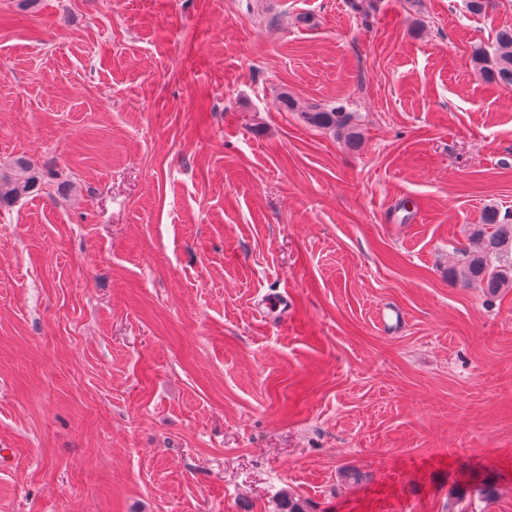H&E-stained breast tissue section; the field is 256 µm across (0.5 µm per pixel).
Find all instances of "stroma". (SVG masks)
Returning <instances> with one entry per match:
<instances>
[{
  "mask_svg": "<svg viewBox=\"0 0 512 512\" xmlns=\"http://www.w3.org/2000/svg\"><path fill=\"white\" fill-rule=\"evenodd\" d=\"M504 27L512 0H0V173L43 175L0 209V512H512V288L448 274L512 211V104L471 62ZM304 120L314 126L332 128L339 132L350 147L359 142V133L350 125V113L341 105L335 107H321L313 105L301 112ZM270 313H278L284 320L288 318V294H267L262 299L258 308V315L263 319H269Z\"/></svg>",
  "mask_w": 512,
  "mask_h": 512,
  "instance_id": "obj_1",
  "label": "stroma"
}]
</instances>
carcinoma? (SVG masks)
Masks as SVG:
<instances>
[{
	"instance_id": "1",
	"label": "carcinoma",
	"mask_w": 512,
	"mask_h": 512,
	"mask_svg": "<svg viewBox=\"0 0 512 512\" xmlns=\"http://www.w3.org/2000/svg\"><path fill=\"white\" fill-rule=\"evenodd\" d=\"M471 59L488 82L511 90L512 28L499 30L489 48L474 46ZM302 117L311 125L336 130L350 147L359 142V133L350 125V113L341 105H313L302 112ZM37 182L39 177L26 161H15L14 173L0 175V207L29 194ZM470 237L473 247L461 251L460 265L449 267L448 275L489 296L512 288V213L503 214L494 205L485 207L480 223L471 225Z\"/></svg>"
}]
</instances>
